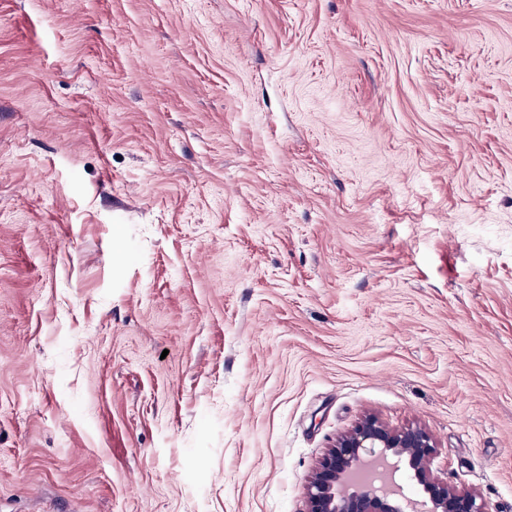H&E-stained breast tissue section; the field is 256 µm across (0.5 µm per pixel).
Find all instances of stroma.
Masks as SVG:
<instances>
[{"label":"stroma","instance_id":"obj_1","mask_svg":"<svg viewBox=\"0 0 512 512\" xmlns=\"http://www.w3.org/2000/svg\"><path fill=\"white\" fill-rule=\"evenodd\" d=\"M368 415L512 512V0H0V512H305Z\"/></svg>","mask_w":512,"mask_h":512}]
</instances>
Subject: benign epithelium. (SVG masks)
Here are the masks:
<instances>
[{"instance_id":"7a95c632","label":"benign epithelium","mask_w":512,"mask_h":512,"mask_svg":"<svg viewBox=\"0 0 512 512\" xmlns=\"http://www.w3.org/2000/svg\"><path fill=\"white\" fill-rule=\"evenodd\" d=\"M433 448L423 429H391L373 416L363 417L343 435L320 461L307 490L306 512H405L404 495L367 485L340 494L354 474L371 462L387 457L404 460L428 495V512H488L473 493L458 492L431 477L428 467Z\"/></svg>"}]
</instances>
